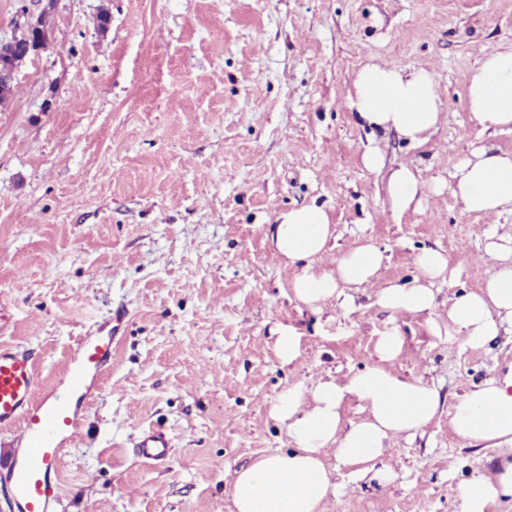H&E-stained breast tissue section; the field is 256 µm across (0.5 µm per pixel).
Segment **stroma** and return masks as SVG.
<instances>
[{
	"label": "stroma",
	"instance_id": "1",
	"mask_svg": "<svg viewBox=\"0 0 512 512\" xmlns=\"http://www.w3.org/2000/svg\"><path fill=\"white\" fill-rule=\"evenodd\" d=\"M45 10L51 47L0 107V343L29 350L48 383L78 336L126 313L60 462L57 512H232L237 471L293 446L269 415L278 394L346 381L389 330L403 338L392 370L436 388L440 408L390 440L377 461L389 482L352 479L328 450L338 491L324 512H460L452 489L512 460L451 426L462 396L512 369V326L479 348L447 331L453 301L494 271L488 240L512 238L511 212L466 213L450 190L472 151L512 154V131L466 107L472 70L512 45V0H0V39ZM371 60L433 72L443 120L427 144L349 109ZM369 150L383 172L364 168ZM402 165L423 199L399 215L384 181ZM307 205L335 229L328 258L373 243L382 280L409 283L421 250L443 253L432 316L384 310L371 288L318 311L297 302L302 267L271 230ZM280 324L302 334L289 364ZM150 429L171 439L166 462L139 454Z\"/></svg>",
	"mask_w": 512,
	"mask_h": 512
}]
</instances>
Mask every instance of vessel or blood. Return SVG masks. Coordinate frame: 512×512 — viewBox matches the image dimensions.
<instances>
[{
	"label": "vessel or blood",
	"instance_id": "obj_1",
	"mask_svg": "<svg viewBox=\"0 0 512 512\" xmlns=\"http://www.w3.org/2000/svg\"><path fill=\"white\" fill-rule=\"evenodd\" d=\"M112 343L109 333L79 337L48 386L32 356L0 345V430H20L0 454V495L10 512H56L61 455L81 433L85 409L112 361ZM138 446L144 458L160 460L167 457L171 442L165 433L151 431Z\"/></svg>",
	"mask_w": 512,
	"mask_h": 512
}]
</instances>
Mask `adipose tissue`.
<instances>
[{
  "label": "adipose tissue",
  "instance_id": "1",
  "mask_svg": "<svg viewBox=\"0 0 512 512\" xmlns=\"http://www.w3.org/2000/svg\"><path fill=\"white\" fill-rule=\"evenodd\" d=\"M348 105L364 125L394 129L422 145L443 119L438 83L424 67L410 69L369 62L355 72ZM466 106L482 128L512 129V46L485 56L473 71ZM394 211L419 205L422 184L412 168L390 172L385 186ZM452 194L468 213L498 216L512 212V156L486 150L473 152L455 175ZM333 235L327 212L306 206L280 212L272 230L277 255L305 267L291 285L295 298L317 310L339 299L342 289L376 284L382 254L371 243L321 264ZM496 270L484 288L457 297L448 309V330L464 336L472 347L483 346L504 324H512V248L492 242L484 251ZM418 276L409 284L378 286L377 304L395 314H432L434 279L444 277L448 260L439 251L422 250L415 258ZM395 331L379 336L376 363L344 383L318 379L294 384L274 400L270 416L284 426L294 442L291 450L262 455L239 470L230 496L234 512H323L337 485L323 462L328 448L351 467L353 477L373 471L386 442L394 435L415 433L436 416L437 391L422 379H407L389 365L402 351ZM356 401L363 419L343 423L346 401ZM452 427L468 441L512 444V372L487 380L453 407ZM460 512H489L491 504L512 498V461H503L494 476H480L458 489Z\"/></svg>",
  "mask_w": 512,
  "mask_h": 512
}]
</instances>
